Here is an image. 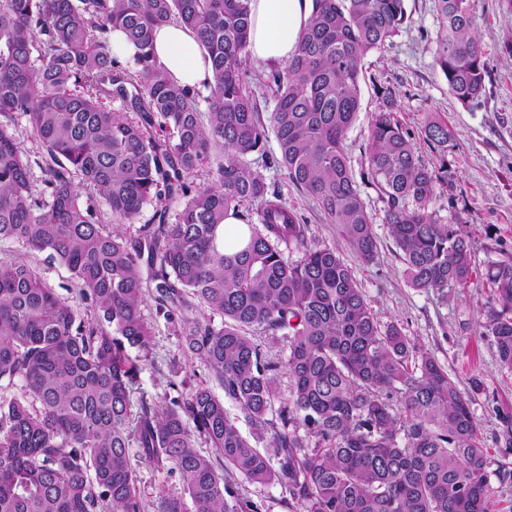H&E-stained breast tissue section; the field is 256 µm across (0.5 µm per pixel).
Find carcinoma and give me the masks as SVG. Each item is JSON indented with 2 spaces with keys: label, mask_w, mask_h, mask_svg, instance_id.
Masks as SVG:
<instances>
[{
  "label": "carcinoma",
  "mask_w": 512,
  "mask_h": 512,
  "mask_svg": "<svg viewBox=\"0 0 512 512\" xmlns=\"http://www.w3.org/2000/svg\"><path fill=\"white\" fill-rule=\"evenodd\" d=\"M436 11L448 92L476 102L486 63L469 0H436ZM406 19L405 0H315L294 55L269 75L276 105L265 117L247 68L249 0H0V240L67 266L78 288L64 297L27 262L0 263V389L20 381L25 391L0 394V512H145L134 445L182 481L183 493L161 495L156 512H260L229 486L234 474L279 485L300 512H491L468 399L399 325H380L339 251L311 243L303 218L248 161L273 134L289 181L373 262L374 216L344 140L361 110L364 59ZM170 23L190 29L212 62L205 113L195 89L155 59V30ZM114 28L133 50L131 68L112 56ZM378 94L363 178L385 203L407 280L425 292L467 288L469 243L431 211L447 161L424 163L395 94ZM17 113L45 148L41 190L11 130ZM422 129L448 154L447 122L428 118ZM204 164L211 182L187 181ZM84 188L108 205L112 229L81 201ZM173 196L184 203L170 224ZM147 204L158 223L125 235L121 226ZM230 210L245 244L224 237ZM144 265L157 313L180 315L185 354L224 397L201 384L165 407L133 408L139 357L129 350L148 349L151 336ZM486 283L485 328L512 369V259L495 263ZM78 300L91 302L94 322L79 319ZM257 331L282 340L284 361L266 360ZM281 367L290 387L278 408ZM196 434L213 456L197 452Z\"/></svg>",
  "instance_id": "1"
}]
</instances>
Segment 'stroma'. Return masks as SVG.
<instances>
[{"label":"stroma","mask_w":512,"mask_h":512,"mask_svg":"<svg viewBox=\"0 0 512 512\" xmlns=\"http://www.w3.org/2000/svg\"><path fill=\"white\" fill-rule=\"evenodd\" d=\"M470 5L487 66L480 102L465 106L448 94L447 80L435 61L439 30L435 0H407V19L398 35L385 49L365 59L362 110L345 139L351 169L361 174L366 165L369 118L380 103L377 88L381 85L394 91L398 120L426 161L436 162L437 155L422 139L424 117L447 122L453 132L448 144V184L437 189L431 207L439 223L453 225L469 237L476 270L470 288H452L441 295L410 286L384 220V204L371 185H359L377 234V256L366 264L349 250L336 225L326 222L315 202L289 182L276 162L275 139H268L264 153L252 154L250 162L269 189L279 191L304 218L312 242L339 250L378 321L401 326L469 398L490 460L494 512H512V482H500L497 476L499 466L512 469V448L500 447L501 429L495 415L499 408L512 410V369L500 365L494 338L484 327L488 291L483 286L492 265L512 258V52L505 49L506 42L512 41V7L506 0H470ZM17 259L34 267L45 287L62 296H76L67 267L46 254L26 251L16 242L0 241V263ZM141 310L152 336L133 397L156 407L204 382L205 370L182 350L181 321L169 322L159 316L149 297Z\"/></svg>","instance_id":"35a3bbf8"}]
</instances>
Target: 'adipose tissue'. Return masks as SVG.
Returning a JSON list of instances; mask_svg holds the SVG:
<instances>
[{
    "label": "adipose tissue",
    "instance_id": "1",
    "mask_svg": "<svg viewBox=\"0 0 512 512\" xmlns=\"http://www.w3.org/2000/svg\"><path fill=\"white\" fill-rule=\"evenodd\" d=\"M313 0H250L249 55L258 63L282 64L293 55ZM154 51L158 63L178 83L194 87L211 75V62L190 30L171 23L157 29Z\"/></svg>",
    "mask_w": 512,
    "mask_h": 512
}]
</instances>
